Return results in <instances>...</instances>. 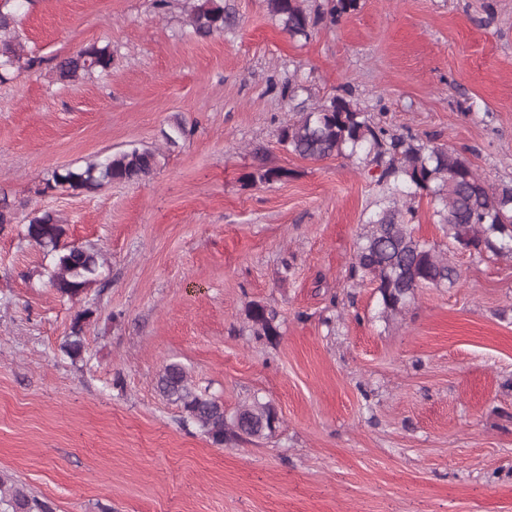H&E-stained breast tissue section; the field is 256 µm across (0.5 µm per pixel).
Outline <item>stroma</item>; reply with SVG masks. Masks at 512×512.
<instances>
[{
    "label": "stroma",
    "mask_w": 512,
    "mask_h": 512,
    "mask_svg": "<svg viewBox=\"0 0 512 512\" xmlns=\"http://www.w3.org/2000/svg\"><path fill=\"white\" fill-rule=\"evenodd\" d=\"M226 2L238 26L205 39L186 0H34L22 20L35 64L0 83V195L61 213L66 244L106 264L72 302L23 225L0 230V473L53 512H512V258L454 248L412 197L459 278L382 318L349 276L376 171L278 141L297 104L347 94L512 183V0H360L307 41L266 0ZM92 42L110 73L57 82ZM177 120L192 135L166 146ZM134 146L156 152L150 177L43 193ZM260 152L287 178L252 183ZM253 303L277 311L275 340L252 335ZM86 308L74 363L60 345ZM172 362L226 411L265 397L275 434L216 445L183 424L155 387Z\"/></svg>",
    "instance_id": "obj_1"
}]
</instances>
